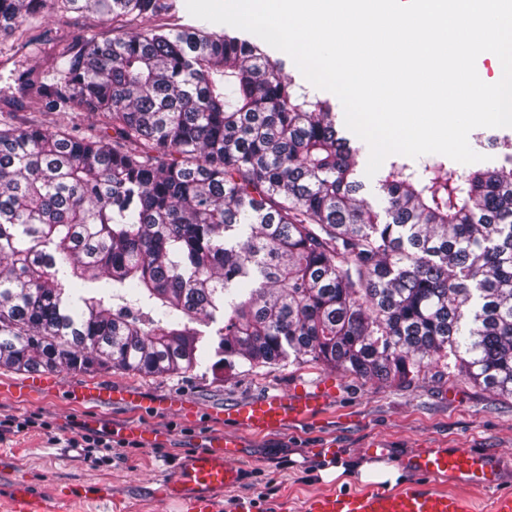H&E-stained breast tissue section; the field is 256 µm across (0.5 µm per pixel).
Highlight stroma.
I'll list each match as a JSON object with an SVG mask.
<instances>
[{
    "label": "stroma",
    "mask_w": 512,
    "mask_h": 512,
    "mask_svg": "<svg viewBox=\"0 0 512 512\" xmlns=\"http://www.w3.org/2000/svg\"><path fill=\"white\" fill-rule=\"evenodd\" d=\"M137 26L134 20L116 24L106 16L65 11L59 0H46L40 15L21 20L24 37L1 31L0 127L40 126L111 141L112 128L102 116L49 110L40 105L37 87L55 75L53 46L79 48L89 40L115 38ZM26 70L33 73L31 81L19 80V72ZM508 141L512 127H478L468 136L471 149L485 156L489 168L503 164ZM216 345V340H209L197 367L186 374L73 371L59 375L56 398L0 394V414L38 412L54 426L47 435L6 436L0 440V451L12 458L20 475L35 480L53 512H71L64 498L68 490L94 485L112 489L111 499L95 503L94 512H171L170 505L155 498V488L200 451L206 439L235 435L231 421L224 418L225 408L326 380L335 384L336 398L313 421L289 427L283 434L243 437L238 462L246 479L226 491V499L256 494L264 512H300L313 494L369 487L364 469L372 464L389 468L384 484L395 488L408 479L401 459L429 444L495 456L502 487L512 490V397L473 386L440 368L409 382L364 379L312 362L229 371L215 368ZM83 382L139 390L146 404L90 407L74 397L77 384ZM76 421L92 429L107 428L117 440L124 438L127 426L139 425L159 440L94 465L68 445ZM377 439L383 440L386 453L372 459L366 451ZM326 447L335 448L334 458H322Z\"/></svg>",
    "instance_id": "stroma-1"
}]
</instances>
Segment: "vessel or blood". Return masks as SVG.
<instances>
[{
    "instance_id": "obj_1",
    "label": "vessel or blood",
    "mask_w": 512,
    "mask_h": 512,
    "mask_svg": "<svg viewBox=\"0 0 512 512\" xmlns=\"http://www.w3.org/2000/svg\"><path fill=\"white\" fill-rule=\"evenodd\" d=\"M56 386L42 373L18 381L0 378L1 394L28 399L50 397ZM334 397V386L325 382L235 404L227 417L242 432L272 434L308 421ZM240 446L234 437L211 441L209 451L195 455L163 485V498L179 501L181 512H258L251 497L224 499L225 490L242 480L236 462ZM403 466L410 478L400 487L323 492L305 500L301 512H478L471 496L442 487L448 478H461L488 491V512H512V492L499 490L498 473L486 455L466 448H434L407 459ZM0 512H49V505L28 479L19 477L0 486Z\"/></svg>"
}]
</instances>
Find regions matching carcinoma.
Segmentation results:
<instances>
[{"instance_id": "cac0c4a2", "label": "carcinoma", "mask_w": 512, "mask_h": 512, "mask_svg": "<svg viewBox=\"0 0 512 512\" xmlns=\"http://www.w3.org/2000/svg\"><path fill=\"white\" fill-rule=\"evenodd\" d=\"M43 0H0V31ZM142 25L54 48L45 106L116 137L0 129V367L184 374L321 363L434 368L512 397V167L359 149L254 34L154 24L164 0H62ZM142 144L138 151L129 144ZM268 51H269V54L272 56V58H281L286 61L285 72L291 74L295 78L296 82L302 84L304 87H306L312 93H318L319 95H321L323 97L330 98L333 101V103H336L338 105L336 112H339V114L341 115L342 122H343L344 128H345L348 136L350 138H352V140L355 142V144L357 146H360V145L368 146L366 142H364L363 140L358 138L355 134H353L345 126L343 107H342L340 100L337 98V96H335L333 93H331L329 91L318 89V88L314 87L312 84H310L303 77L302 73L297 68V66L295 65L293 60L286 53L271 47L269 44H268ZM369 153H370V151H369V146H368V150L364 153H361V155L358 158V161H359V165L357 167L358 179H361L365 185V188L360 192V195L358 197L365 198L373 206H375L376 208H380L382 192L380 190V185L378 183V179H379L381 173L383 172V170L385 169L390 158L392 156H396L398 154L390 155L389 157H387L385 159L384 163L382 164L381 168L377 171V173L372 178H368L366 176L365 171H366V166H367V162L369 159Z\"/></svg>"}]
</instances>
